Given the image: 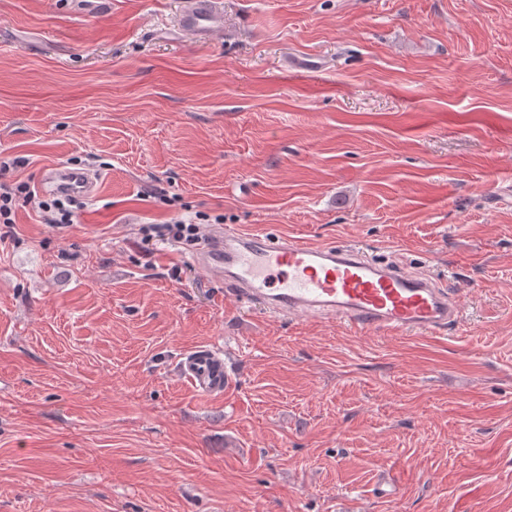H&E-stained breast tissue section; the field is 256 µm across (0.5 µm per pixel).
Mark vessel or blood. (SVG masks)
<instances>
[{"label":"vessel or blood","mask_w":512,"mask_h":512,"mask_svg":"<svg viewBox=\"0 0 512 512\" xmlns=\"http://www.w3.org/2000/svg\"><path fill=\"white\" fill-rule=\"evenodd\" d=\"M181 31L206 40L224 30V0H181ZM42 184L61 195L95 196L97 175L60 165ZM241 301L259 303L271 317L342 319L393 334L434 332L460 324L463 308L446 275L410 272L374 259L357 243H312L217 228L192 258ZM182 376L200 395L229 384L224 354L203 348L183 354Z\"/></svg>","instance_id":"vessel-or-blood-1"}]
</instances>
